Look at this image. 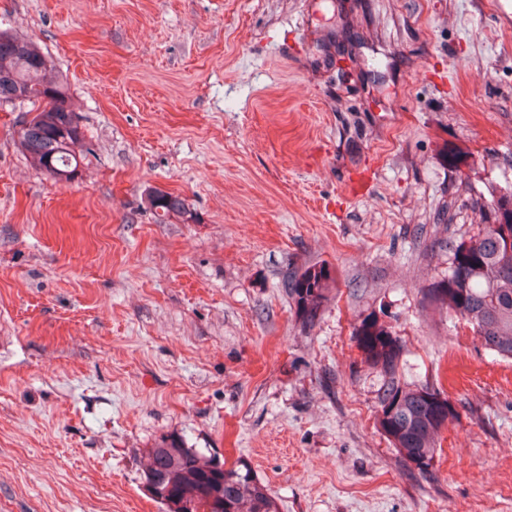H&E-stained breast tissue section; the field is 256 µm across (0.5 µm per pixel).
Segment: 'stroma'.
I'll return each instance as SVG.
<instances>
[{
	"mask_svg": "<svg viewBox=\"0 0 512 512\" xmlns=\"http://www.w3.org/2000/svg\"><path fill=\"white\" fill-rule=\"evenodd\" d=\"M93 151L56 181L0 107V512H162L166 435L280 512H512V360L424 290L512 191L498 0H0ZM370 171L368 190L345 186ZM195 219L156 223L150 194ZM336 279L313 326L288 270ZM376 315L457 417L427 475L376 427Z\"/></svg>",
	"mask_w": 512,
	"mask_h": 512,
	"instance_id": "obj_1",
	"label": "stroma"
}]
</instances>
